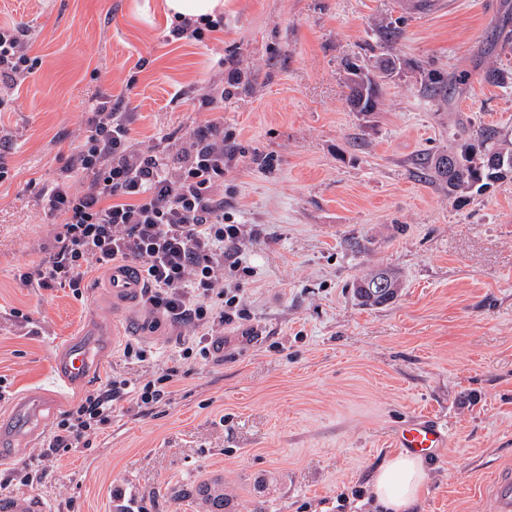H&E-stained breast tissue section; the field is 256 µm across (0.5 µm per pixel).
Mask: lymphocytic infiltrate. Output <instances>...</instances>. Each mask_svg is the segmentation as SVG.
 <instances>
[{"mask_svg": "<svg viewBox=\"0 0 512 512\" xmlns=\"http://www.w3.org/2000/svg\"><path fill=\"white\" fill-rule=\"evenodd\" d=\"M25 35L20 27H0V85H16L35 68ZM90 112L70 164L90 179L79 188L65 180L43 187L44 212L58 222L53 248L19 279L31 288L76 292L90 274L133 267L143 305L188 328L181 359L207 358L215 326H241L249 318L238 284L224 281L225 273L251 272L244 233L217 199L237 151L225 144L223 126L213 123L194 134L188 152L168 161L133 147L118 108L100 101ZM178 376L172 366L136 379L112 378L57 423L47 453L85 443L111 424L119 402L141 408L161 402Z\"/></svg>", "mask_w": 512, "mask_h": 512, "instance_id": "obj_1", "label": "lymphocytic infiltrate"}]
</instances>
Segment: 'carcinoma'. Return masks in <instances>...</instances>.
Here are the masks:
<instances>
[{"label":"carcinoma","instance_id":"obj_1","mask_svg":"<svg viewBox=\"0 0 512 512\" xmlns=\"http://www.w3.org/2000/svg\"><path fill=\"white\" fill-rule=\"evenodd\" d=\"M368 85L365 91H359L355 86L348 85L349 97L353 106L359 107V111L370 113L376 109L379 96V82L377 75L367 71ZM479 147L482 149V161L477 163L467 152H462L456 159L457 172L450 174L441 169L440 156L433 155L423 162L428 176L439 183L448 186V191L471 189L478 185L486 187L495 182L512 179V151H503L499 147L501 141L500 132L492 128H483L476 132ZM385 278L389 287L381 292L373 291L370 284L377 278ZM401 283L399 279L386 270L370 273L354 284V293L361 304L369 307L384 306L398 297ZM207 512H224L227 498L223 489L219 487H204L201 490Z\"/></svg>","mask_w":512,"mask_h":512}]
</instances>
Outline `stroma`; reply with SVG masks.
<instances>
[{"label": "stroma", "mask_w": 512, "mask_h": 512, "mask_svg": "<svg viewBox=\"0 0 512 512\" xmlns=\"http://www.w3.org/2000/svg\"><path fill=\"white\" fill-rule=\"evenodd\" d=\"M164 2L0 0V26L27 27L38 60L0 91V408L44 383L90 316L112 323L102 275L79 299L18 279L56 231L40 191L81 182L69 160L105 97L135 148L170 159L208 124L235 133L224 208L250 231L240 286L252 334L217 329L223 349L182 361L151 409L118 405L90 447L43 456L49 419L0 461V498L204 512L198 489L217 483L226 512H375L369 486L398 453L393 430L424 412L451 445L427 462L418 512H493L480 489L512 464V179L452 194L421 163L484 127L512 143V0H225L223 29L201 42L166 40ZM383 58L395 68L377 111H355L347 63ZM377 268L398 274L400 295L361 306L353 284ZM136 313L154 359L115 347L97 386L165 369L180 349L179 326Z\"/></svg>", "instance_id": "obj_1"}]
</instances>
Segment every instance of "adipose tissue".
I'll return each mask as SVG.
<instances>
[{"label":"adipose tissue","mask_w":512,"mask_h":512,"mask_svg":"<svg viewBox=\"0 0 512 512\" xmlns=\"http://www.w3.org/2000/svg\"><path fill=\"white\" fill-rule=\"evenodd\" d=\"M425 479V465L416 456L398 454L377 470L371 486L384 512H413Z\"/></svg>","instance_id":"obj_1"}]
</instances>
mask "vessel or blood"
Returning a JSON list of instances; mask_svg holds the SVG:
<instances>
[{"mask_svg": "<svg viewBox=\"0 0 512 512\" xmlns=\"http://www.w3.org/2000/svg\"><path fill=\"white\" fill-rule=\"evenodd\" d=\"M105 287L113 309L123 311L134 306L141 284L126 267L116 266L109 272ZM121 326L111 333L93 328L59 348L54 356V372L45 388L13 399L0 413V460L15 458L20 446L35 439L44 422L58 413L68 396L89 388L96 366L109 348L110 340L125 339ZM395 447L424 458L433 457L448 447L450 434L446 426L428 416L404 421L393 435ZM495 512H512V468L501 467L486 485ZM0 512H43L36 499L26 495L0 498Z\"/></svg>", "mask_w": 512, "mask_h": 512, "instance_id": "b4317fda", "label": "vessel or blood"}]
</instances>
